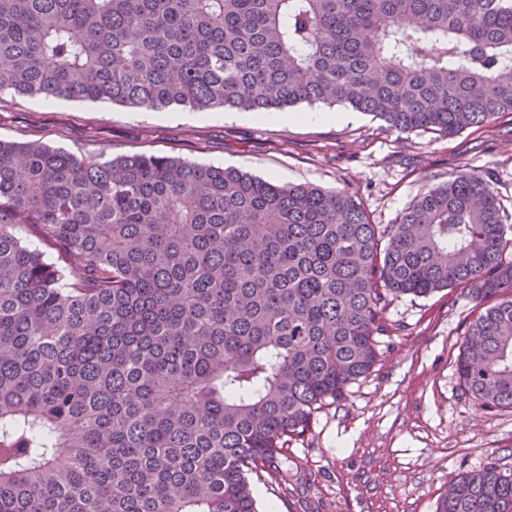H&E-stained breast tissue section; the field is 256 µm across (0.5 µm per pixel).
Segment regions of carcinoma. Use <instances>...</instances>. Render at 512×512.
<instances>
[{
	"label": "carcinoma",
	"mask_w": 512,
	"mask_h": 512,
	"mask_svg": "<svg viewBox=\"0 0 512 512\" xmlns=\"http://www.w3.org/2000/svg\"><path fill=\"white\" fill-rule=\"evenodd\" d=\"M5 92L453 136L512 113V0H0ZM460 285L458 380L512 408V215L481 176L373 224L346 190L0 140V512H258L252 478L369 373L386 306ZM436 512H512V469ZM20 235L26 244L42 251L51 262L62 267H69L71 265L72 261L67 257L59 255L51 242L35 226L23 225L20 229Z\"/></svg>",
	"instance_id": "1"
}]
</instances>
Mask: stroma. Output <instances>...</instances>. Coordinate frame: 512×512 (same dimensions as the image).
Instances as JSON below:
<instances>
[{
    "mask_svg": "<svg viewBox=\"0 0 512 512\" xmlns=\"http://www.w3.org/2000/svg\"><path fill=\"white\" fill-rule=\"evenodd\" d=\"M310 110L148 111L5 93L0 139L176 157L345 189L374 224L395 223L429 189L471 172L512 213L511 113L448 137L392 131L341 105L331 120L302 121ZM475 314L465 285L391 301L375 366L291 441L279 476L255 483L259 512H436L451 478L488 461L512 468V409L483 407L455 372Z\"/></svg>",
    "mask_w": 512,
    "mask_h": 512,
    "instance_id": "35a3bbf8",
    "label": "stroma"
}]
</instances>
